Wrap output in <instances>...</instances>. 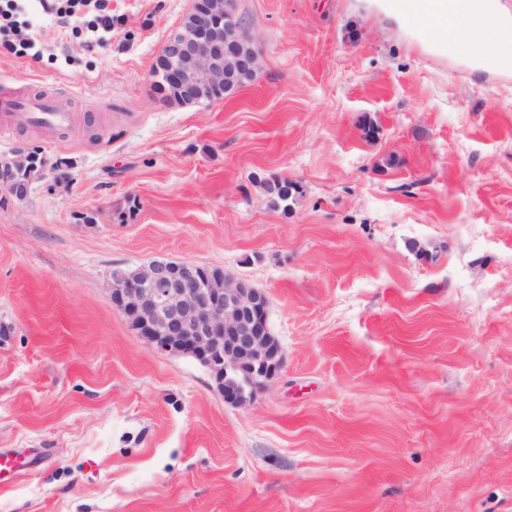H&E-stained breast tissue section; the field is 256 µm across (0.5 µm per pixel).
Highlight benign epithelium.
<instances>
[{"label":"benign epithelium","mask_w":512,"mask_h":512,"mask_svg":"<svg viewBox=\"0 0 512 512\" xmlns=\"http://www.w3.org/2000/svg\"><path fill=\"white\" fill-rule=\"evenodd\" d=\"M156 61L192 100L204 90L235 91L259 56L236 0L197 2L189 24L167 38ZM0 160V193L25 198L31 184ZM112 307L160 352L192 357L207 368L228 403L242 404L253 387L281 369L283 354L269 327L266 290L189 260H154L112 272Z\"/></svg>","instance_id":"7a95c632"}]
</instances>
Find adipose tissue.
<instances>
[{
  "mask_svg": "<svg viewBox=\"0 0 512 512\" xmlns=\"http://www.w3.org/2000/svg\"><path fill=\"white\" fill-rule=\"evenodd\" d=\"M401 33L441 57L470 46L468 64L512 74V17L499 0H362Z\"/></svg>",
  "mask_w": 512,
  "mask_h": 512,
  "instance_id": "obj_1",
  "label": "adipose tissue"
}]
</instances>
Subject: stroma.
I'll return each mask as SVG.
<instances>
[{
    "instance_id": "35a3bbf8",
    "label": "stroma",
    "mask_w": 512,
    "mask_h": 512,
    "mask_svg": "<svg viewBox=\"0 0 512 512\" xmlns=\"http://www.w3.org/2000/svg\"><path fill=\"white\" fill-rule=\"evenodd\" d=\"M192 0H111L87 46L25 14L0 100V512H512V76L409 41L357 0H236L260 66L163 100L152 66ZM296 185L288 208L266 181ZM165 257L266 289L284 356L243 404L110 301ZM8 108L12 114H19L24 121L35 119L41 125L50 126L52 129H60L68 121V114L47 98H13L8 101ZM34 153L36 152L29 149H18L14 152V155H29L24 156L15 168L16 177L23 182L18 181L13 173L11 162L14 158L0 160V193L6 192L16 199H23L28 195L31 182L27 181L41 168V158L30 156Z\"/></svg>"
}]
</instances>
